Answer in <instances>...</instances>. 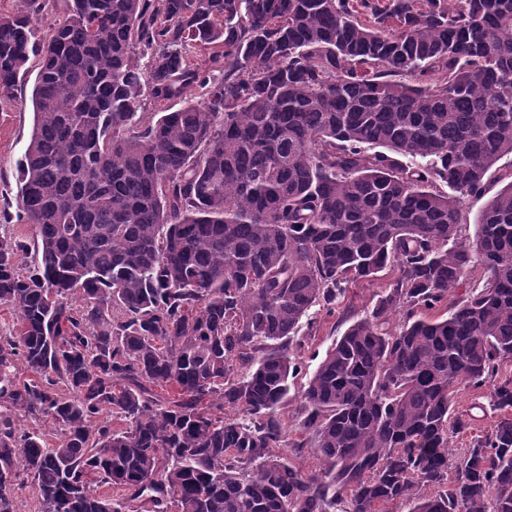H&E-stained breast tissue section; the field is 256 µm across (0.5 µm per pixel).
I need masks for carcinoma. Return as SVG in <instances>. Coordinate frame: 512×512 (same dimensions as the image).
<instances>
[{"label":"carcinoma","instance_id":"carcinoma-1","mask_svg":"<svg viewBox=\"0 0 512 512\" xmlns=\"http://www.w3.org/2000/svg\"><path fill=\"white\" fill-rule=\"evenodd\" d=\"M22 2L0 106L36 71L35 257L0 239V512L24 475L38 512H512V0H64L44 34ZM505 178L462 239L461 198ZM391 266L303 389L305 472L291 346ZM487 384L498 418L454 455V397Z\"/></svg>","mask_w":512,"mask_h":512}]
</instances>
